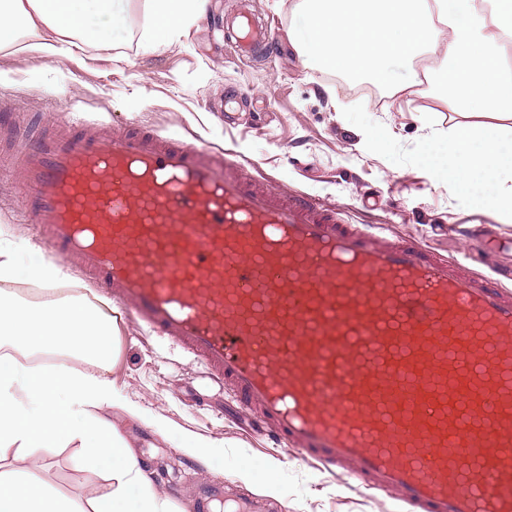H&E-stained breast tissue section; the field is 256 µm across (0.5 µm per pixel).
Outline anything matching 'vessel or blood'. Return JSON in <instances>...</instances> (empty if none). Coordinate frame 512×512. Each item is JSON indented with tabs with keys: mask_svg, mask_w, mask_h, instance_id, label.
Instances as JSON below:
<instances>
[{
	"mask_svg": "<svg viewBox=\"0 0 512 512\" xmlns=\"http://www.w3.org/2000/svg\"><path fill=\"white\" fill-rule=\"evenodd\" d=\"M235 53L278 45L247 10ZM21 207L131 323L201 366L255 435L399 512H512V289L146 125H15Z\"/></svg>",
	"mask_w": 512,
	"mask_h": 512,
	"instance_id": "1",
	"label": "vessel or blood"
}]
</instances>
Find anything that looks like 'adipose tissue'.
<instances>
[{"label": "adipose tissue", "instance_id": "ef3b65f1", "mask_svg": "<svg viewBox=\"0 0 512 512\" xmlns=\"http://www.w3.org/2000/svg\"><path fill=\"white\" fill-rule=\"evenodd\" d=\"M208 0H144L140 39L167 46L201 20ZM308 34L298 44L306 62L386 83V63L432 50L424 71L449 111L512 118V0H302ZM127 14L115 0H0V51L29 38L31 49L66 58L112 45ZM444 154L430 172L449 191L481 207L512 214V141L497 125L463 123L434 130ZM0 244V512H171L169 498L147 478L127 438L106 419L114 388L119 330L81 296L19 301L17 278L39 286L66 280L62 261ZM52 353L51 368L30 356ZM77 445L75 466L107 475L111 492L79 506L41 476L57 449ZM21 465L4 469L9 452Z\"/></svg>", "mask_w": 512, "mask_h": 512}]
</instances>
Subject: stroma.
<instances>
[{"label": "stroma", "mask_w": 512, "mask_h": 512, "mask_svg": "<svg viewBox=\"0 0 512 512\" xmlns=\"http://www.w3.org/2000/svg\"><path fill=\"white\" fill-rule=\"evenodd\" d=\"M298 0H252L271 22L280 55L272 60L238 58L224 49L219 19L235 0H209L208 14L170 46L144 50L137 26L115 32L108 50L90 49L72 59L20 48L0 51V103L18 119L46 115L63 122L119 120L151 125L167 134L201 139L258 163L263 175L284 186L340 202L356 224H378L412 237L441 255L481 269L479 239H512V222L476 208L464 193L433 180L421 153L431 128H448L455 115L416 80L418 64H389V79L375 96H352L318 66L305 62L298 38L306 20ZM234 87L236 121L225 124L224 90ZM385 124L395 135L372 157L363 156L355 132ZM378 195L367 210L362 198ZM22 195L13 163L0 166V241L40 248L32 225L20 223ZM116 387L111 420L128 433L133 449L176 512H198L200 499L231 505L247 499L253 512H393L390 499L353 488L347 476H331L301 461L290 449L271 447L251 434L244 421L224 414V396L176 349L121 328V354L110 371ZM147 414L143 423L123 414L126 401ZM163 419L172 432H157ZM203 437L218 445L210 461L188 454L184 439ZM74 449L61 448L47 461L45 479L76 502L105 494L110 480L77 470ZM251 467L254 479L238 477ZM276 470L288 496L276 500L263 486Z\"/></svg>", "instance_id": "obj_1"}]
</instances>
